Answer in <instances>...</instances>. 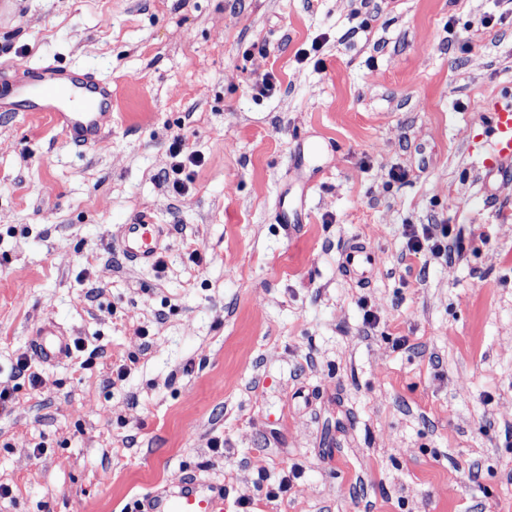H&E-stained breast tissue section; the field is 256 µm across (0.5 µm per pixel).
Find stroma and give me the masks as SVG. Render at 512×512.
<instances>
[{"label":"stroma","mask_w":512,"mask_h":512,"mask_svg":"<svg viewBox=\"0 0 512 512\" xmlns=\"http://www.w3.org/2000/svg\"><path fill=\"white\" fill-rule=\"evenodd\" d=\"M505 9L0 0V80L112 85L94 150L0 111V512H123L194 473L224 512H512V182L485 188L477 140L512 89ZM177 134L200 161L176 184ZM285 191L307 198L288 228ZM142 213L155 269L109 246ZM410 224L479 250L411 254ZM355 239L364 284L339 267ZM48 320L72 353L33 383L16 363Z\"/></svg>","instance_id":"stroma-1"}]
</instances>
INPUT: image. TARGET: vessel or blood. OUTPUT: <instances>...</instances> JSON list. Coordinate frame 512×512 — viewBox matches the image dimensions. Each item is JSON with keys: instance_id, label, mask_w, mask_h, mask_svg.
<instances>
[{"instance_id": "obj_1", "label": "vessel or blood", "mask_w": 512, "mask_h": 512, "mask_svg": "<svg viewBox=\"0 0 512 512\" xmlns=\"http://www.w3.org/2000/svg\"><path fill=\"white\" fill-rule=\"evenodd\" d=\"M15 112L52 113L66 142L74 147L90 149L102 138L105 112L112 105V85L85 71H71L59 65H28ZM483 110L488 116L484 135L488 154L483 161L488 179H512V93L487 100ZM118 249L130 263L155 266L164 251L162 225L148 215H140L121 225ZM374 253L366 245H352L342 253L341 268L358 281H366ZM72 349L71 340L55 324L48 323L36 331L33 354L43 363L59 362ZM138 512H224L223 486L203 481L192 474L173 489H157L144 495Z\"/></svg>"}]
</instances>
